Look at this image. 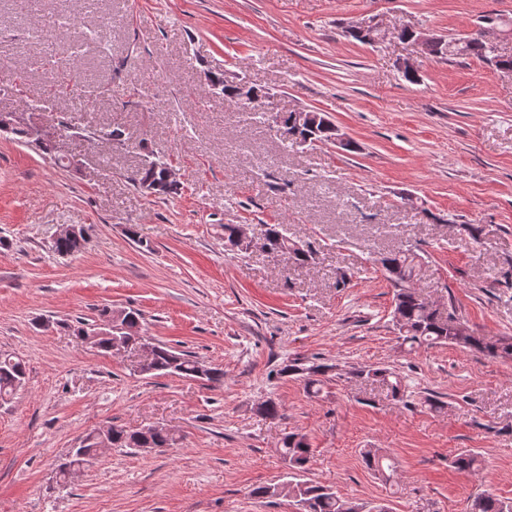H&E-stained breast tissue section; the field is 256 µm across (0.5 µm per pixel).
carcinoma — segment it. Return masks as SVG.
Masks as SVG:
<instances>
[{
  "instance_id": "cac0c4a2",
  "label": "carcinoma",
  "mask_w": 512,
  "mask_h": 512,
  "mask_svg": "<svg viewBox=\"0 0 512 512\" xmlns=\"http://www.w3.org/2000/svg\"><path fill=\"white\" fill-rule=\"evenodd\" d=\"M446 43V48L438 44H429L424 48V52L432 58L440 59L456 56L474 57L496 69L501 66H512V57L502 58L496 49L478 41L474 32L463 38L449 37ZM298 133H309L314 136V140L328 143L333 136L332 122L329 121L319 126L318 130L309 132L304 129L298 130L290 124L288 129L279 133V136L292 144L293 136ZM165 165L166 162L159 159L151 167L139 168L132 178L134 185L139 186L149 181L157 185V193L160 195L178 193L180 185L166 182ZM87 244L86 236L67 237L54 242L52 248L56 252L71 255L83 251ZM266 247L288 256L295 264L308 262V257L304 253L291 249L289 238L279 224L269 227ZM419 259L417 247L411 244L402 245L381 257L382 267L394 288L392 320L401 322L397 330L402 340L413 348L454 345L485 357L511 360V336H485L474 330L464 342L456 341V337L453 336L454 328L464 323V320L451 303L443 312L430 307L429 299L416 287ZM196 362L195 356L158 343L148 374L154 376L175 373L180 377L197 379L199 375L196 373ZM331 369L332 366L323 364H312L308 367L288 365V372L300 375L306 388L314 394L321 392L326 375ZM25 375L26 366L21 358L11 353L0 352V401L14 394L17 382ZM352 375L363 379L366 384L385 388L398 401L403 402L411 396L405 377L394 369L364 366L354 369ZM178 441V436L163 430L147 435L141 430L128 431L121 426H112L114 448H140L145 445L152 448H173ZM96 446L97 441L93 433H86L81 438L77 454L68 460L66 465H73L77 469L91 466L96 462ZM280 453L286 468L281 482L288 484V489L279 487L277 483L260 484L250 490V496L258 499L288 497L297 512H373V509L367 510L365 505L344 499L330 487L306 477L313 448L310 447L305 435L294 432L286 434L280 443ZM362 458L369 470L386 479L397 471V462L381 454L377 448L363 449ZM481 464L482 460L478 454L468 450L457 453L450 460L453 468L468 473L478 471ZM467 512H512V499L500 498L489 492L478 493L468 500Z\"/></svg>"
}]
</instances>
